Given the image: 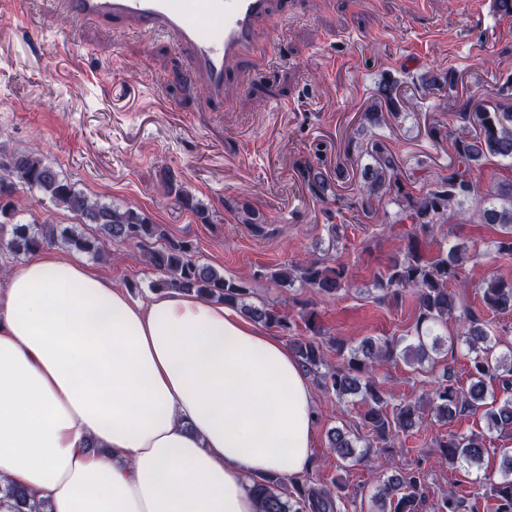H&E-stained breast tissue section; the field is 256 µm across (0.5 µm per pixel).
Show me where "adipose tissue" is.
<instances>
[{
	"instance_id": "obj_1",
	"label": "adipose tissue",
	"mask_w": 512,
	"mask_h": 512,
	"mask_svg": "<svg viewBox=\"0 0 512 512\" xmlns=\"http://www.w3.org/2000/svg\"><path fill=\"white\" fill-rule=\"evenodd\" d=\"M316 413L288 348L235 308L132 302L57 252L0 278V482L51 512H257L301 475Z\"/></svg>"
}]
</instances>
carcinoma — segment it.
Listing matches in <instances>:
<instances>
[{
	"instance_id": "obj_1",
	"label": "carcinoma",
	"mask_w": 512,
	"mask_h": 512,
	"mask_svg": "<svg viewBox=\"0 0 512 512\" xmlns=\"http://www.w3.org/2000/svg\"><path fill=\"white\" fill-rule=\"evenodd\" d=\"M398 81L389 79L377 88L376 103L365 112L371 126L383 122L380 105L390 115H399L396 97ZM434 138L450 141L453 153L448 175L437 176L421 193L411 189L402 179L400 161L379 138L365 144L364 153L371 163L361 171L358 204L370 214L374 204L383 200L397 208L399 220H410L428 233L434 225L448 222V215L465 214L464 204L475 205L480 222L498 224L507 236L498 242L497 254L512 257V180H502L484 189L476 178L484 162L493 158L512 165V97L492 108L475 106L471 100L460 101L449 113L448 130H432ZM301 176L311 194L327 199L329 184L321 171L308 164ZM39 193L60 208L75 213L81 225L57 230L54 226L13 222L16 214V193ZM182 206L203 224L212 223L209 211L184 190H177ZM241 223L251 226L257 235L264 234L263 221L247 207L241 208ZM11 228L10 237L5 229ZM132 243L144 252L146 261L161 278L153 287L175 290L224 302L239 309L251 320L265 327L288 333L289 345L303 369L316 377L321 387L336 397L359 398L367 405L363 420L371 432L365 442L345 428L336 427L329 435L330 445L341 462L349 465L367 459L375 444L386 445L399 434L423 429L422 408L437 421H452L463 412L482 413L488 430L512 429V345L502 344L497 330L480 320L448 289L452 283L461 288L468 284L460 279V271L469 257L468 246L438 244V252L425 255L416 240H410L406 251L392 257L385 269L374 278L379 302L397 301L410 294L415 301L417 317L407 334L398 338L366 337L356 345L325 337L316 312L308 310L300 316L310 336L294 337L297 323L270 303L249 302L251 289L242 278L226 277L211 266L192 260L194 243L185 238L169 236L160 225L149 220L133 205L117 206L93 199L78 190L44 158L33 152L16 154L14 165L0 172V246L18 258L37 254L46 246H64L70 250L102 258L107 245ZM267 279L281 288L299 286L317 295H335L349 287L348 268L343 263L331 265L324 258H308L280 265L265 273ZM486 308L495 312H512V281L490 278L479 284ZM457 323L456 335L443 334L448 322ZM459 345L470 361L467 388L448 383V369L431 395L389 407L386 396L372 379L375 364L402 359L409 364L439 362L446 345ZM336 352V365L325 360V349ZM491 382L497 389H488ZM448 465L464 463L478 466L487 448L477 435H452L436 440ZM259 501V512H343L345 503L329 488L309 477L288 478L262 474L253 478ZM427 485L420 468L395 472L385 478L371 496L369 512H419ZM490 495L496 501V512H512V448L502 449V472L491 484ZM0 497L10 512H51L47 504L27 491L11 486L0 487Z\"/></svg>"
}]
</instances>
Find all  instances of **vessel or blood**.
<instances>
[{
  "label": "vessel or blood",
  "mask_w": 512,
  "mask_h": 512,
  "mask_svg": "<svg viewBox=\"0 0 512 512\" xmlns=\"http://www.w3.org/2000/svg\"><path fill=\"white\" fill-rule=\"evenodd\" d=\"M82 24L122 23L180 48L203 95L220 104L230 73L277 43L272 0H47Z\"/></svg>",
  "instance_id": "vessel-or-blood-1"
}]
</instances>
